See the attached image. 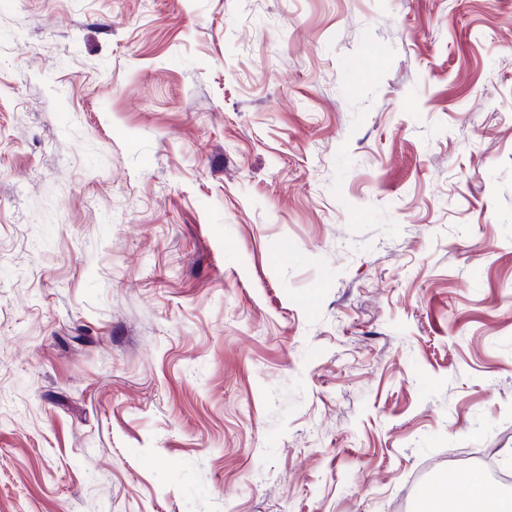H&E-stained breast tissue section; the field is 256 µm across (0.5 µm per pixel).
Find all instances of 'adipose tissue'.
<instances>
[{
	"mask_svg": "<svg viewBox=\"0 0 512 512\" xmlns=\"http://www.w3.org/2000/svg\"><path fill=\"white\" fill-rule=\"evenodd\" d=\"M454 498V512H512V500L502 497L497 490L478 476L466 475L456 494H449L446 486L428 488L422 495L418 512H441L447 498Z\"/></svg>",
	"mask_w": 512,
	"mask_h": 512,
	"instance_id": "adipose-tissue-1",
	"label": "adipose tissue"
}]
</instances>
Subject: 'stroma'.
Here are the masks:
<instances>
[{
  "instance_id": "obj_1",
  "label": "stroma",
  "mask_w": 512,
  "mask_h": 512,
  "mask_svg": "<svg viewBox=\"0 0 512 512\" xmlns=\"http://www.w3.org/2000/svg\"><path fill=\"white\" fill-rule=\"evenodd\" d=\"M511 451L512 0H0V512Z\"/></svg>"
}]
</instances>
